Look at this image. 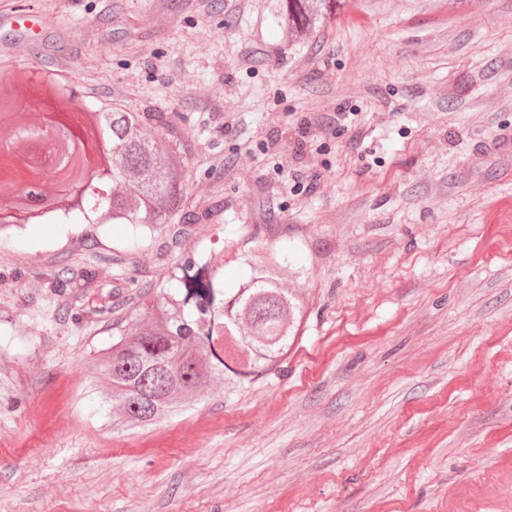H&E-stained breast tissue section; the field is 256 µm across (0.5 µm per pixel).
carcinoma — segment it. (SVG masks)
Here are the masks:
<instances>
[{"label": "carcinoma", "instance_id": "1", "mask_svg": "<svg viewBox=\"0 0 512 512\" xmlns=\"http://www.w3.org/2000/svg\"><path fill=\"white\" fill-rule=\"evenodd\" d=\"M330 2L285 0L288 30L299 36L317 25ZM100 110L84 116L93 149L86 155L69 143L65 161L81 170L104 166L107 177L87 184L85 204L103 221L128 225L129 246L135 248L162 232L182 205V137L160 112L114 107L109 122L99 125ZM248 266V279L229 296L216 286L214 270L183 266L174 274V291L161 292L119 329L88 371L93 390L115 411L113 427H147L178 415L211 381L233 371L230 363L250 373L288 351L302 302L281 287L282 262L256 254ZM54 278L73 287L71 303L60 309L65 318L93 286V271L66 265Z\"/></svg>", "mask_w": 512, "mask_h": 512}]
</instances>
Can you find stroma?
Instances as JSON below:
<instances>
[{"label": "stroma", "mask_w": 512, "mask_h": 512, "mask_svg": "<svg viewBox=\"0 0 512 512\" xmlns=\"http://www.w3.org/2000/svg\"><path fill=\"white\" fill-rule=\"evenodd\" d=\"M18 9L50 30L0 29V87L167 113L186 168L180 235L0 241V512H512V0H332L297 37L280 0H0ZM87 245L99 286L64 320L39 274ZM254 250L287 253L304 300L282 360L106 427L101 310L139 313L208 253L234 291Z\"/></svg>", "instance_id": "stroma-1"}]
</instances>
